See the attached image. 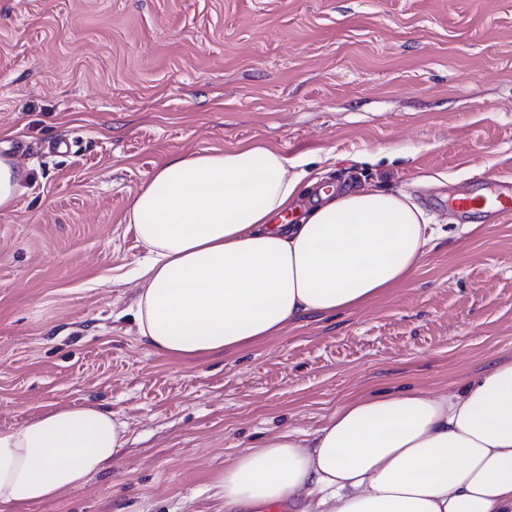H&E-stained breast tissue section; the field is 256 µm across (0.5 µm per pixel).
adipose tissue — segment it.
<instances>
[{
	"label": "adipose tissue",
	"mask_w": 512,
	"mask_h": 512,
	"mask_svg": "<svg viewBox=\"0 0 512 512\" xmlns=\"http://www.w3.org/2000/svg\"><path fill=\"white\" fill-rule=\"evenodd\" d=\"M261 143L177 155L129 214L147 255L135 320L154 350L241 349L304 318L382 295L441 238L404 192L326 189ZM312 203L296 224L301 185ZM127 426L87 403L0 430V503L24 512L100 472ZM217 487L226 512L306 498L302 512H512V361L465 387L358 394L319 428L238 450Z\"/></svg>",
	"instance_id": "ef3b65f1"
}]
</instances>
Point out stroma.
<instances>
[{"instance_id":"stroma-1","label":"stroma","mask_w":512,"mask_h":512,"mask_svg":"<svg viewBox=\"0 0 512 512\" xmlns=\"http://www.w3.org/2000/svg\"><path fill=\"white\" fill-rule=\"evenodd\" d=\"M250 142L404 191L448 236L360 306L160 354L134 319V193L173 154ZM0 144L31 170L0 213V430L87 402L128 426L25 512H224L239 449L512 360V216L464 232L430 204L512 178V0H0Z\"/></svg>"}]
</instances>
